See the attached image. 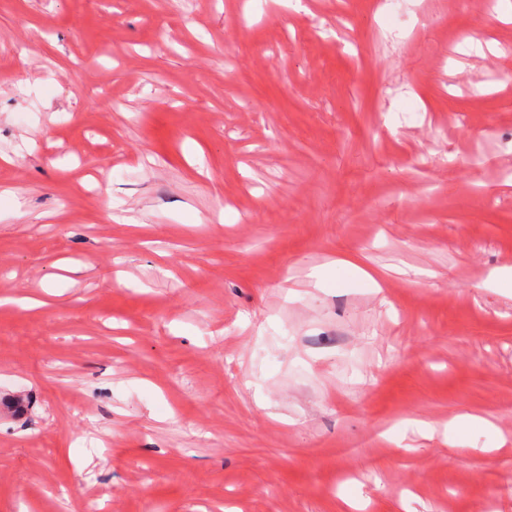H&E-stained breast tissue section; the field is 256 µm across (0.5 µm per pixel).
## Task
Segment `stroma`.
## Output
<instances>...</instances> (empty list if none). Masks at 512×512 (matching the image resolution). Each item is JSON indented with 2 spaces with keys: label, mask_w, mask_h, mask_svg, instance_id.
Here are the masks:
<instances>
[{
  "label": "stroma",
  "mask_w": 512,
  "mask_h": 512,
  "mask_svg": "<svg viewBox=\"0 0 512 512\" xmlns=\"http://www.w3.org/2000/svg\"><path fill=\"white\" fill-rule=\"evenodd\" d=\"M499 2L0 0V512H512ZM342 273L345 277H353L364 280L373 292H380L381 286L374 274L365 268L351 262L350 260H341L336 263V274Z\"/></svg>",
  "instance_id": "1"
}]
</instances>
